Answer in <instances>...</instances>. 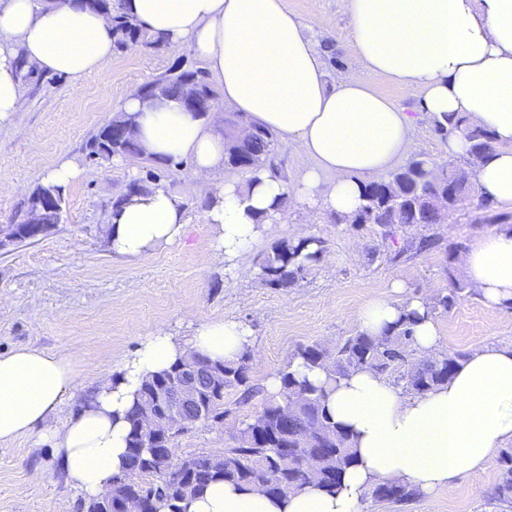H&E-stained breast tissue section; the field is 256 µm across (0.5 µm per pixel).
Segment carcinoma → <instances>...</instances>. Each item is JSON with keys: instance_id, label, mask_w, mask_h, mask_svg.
<instances>
[{"instance_id": "obj_1", "label": "carcinoma", "mask_w": 512, "mask_h": 512, "mask_svg": "<svg viewBox=\"0 0 512 512\" xmlns=\"http://www.w3.org/2000/svg\"><path fill=\"white\" fill-rule=\"evenodd\" d=\"M95 9L110 15L113 51L123 52L131 44L160 46L162 39L148 33L142 25L121 11L119 0H95ZM196 78L208 97L214 96L205 68L190 64L171 69L142 84L138 92L149 93L158 100H182L184 78ZM136 125L135 116L118 112L91 143V154L105 160L135 159L144 156L136 137L116 141L112 134ZM435 131L445 139L460 133L468 142L464 156L466 167L474 168L495 150L496 143L489 130L464 116H445V122L435 123ZM275 140L269 130L256 126L247 140L227 139L224 166L231 169L256 172L273 167ZM480 153L473 162L471 151ZM453 163L445 173L427 172L426 161L414 159L406 167L394 172L386 181L365 185L361 203L351 218L336 217V221L353 224H374L381 228L383 238H391L397 228L441 222L443 211L436 200L447 201L455 207L470 192L471 172ZM53 195L63 202V188L51 185L37 187L29 198L28 212L41 211V220L47 224L60 222L62 210L44 209L41 201ZM308 263L299 258V248L280 243L267 252L260 265V281L272 288L287 289L295 285ZM466 286L456 282L448 293L435 299L432 309L444 311L463 296ZM410 318L402 319L393 332L373 337L364 332L346 338L335 349L318 343L298 348L293 358L302 360L310 368L327 370L333 377L370 367L394 379L395 384L419 393L445 383L460 359L456 353L440 358L418 360ZM249 354L235 362H203L213 368L224 369V390H239L243 400L260 395L261 390L251 384L246 367ZM180 367L170 368L146 378L139 390V401L128 412V459L123 472L114 477L112 503L98 498L86 500L85 512H117L115 505L135 498L142 503L143 512H158L165 506L168 512H185L188 499L201 494L210 483L224 480L250 487L268 495L284 496L293 490L310 485L333 489L337 487L345 469L354 461L353 439L338 425L326 408L327 394L317 386L285 367L279 372L283 386L281 397L262 399L261 409L242 421L234 436V445L216 453H190L193 467L182 473H170L163 459L155 457L154 448L147 443L142 426V407L149 394L164 392ZM297 393L302 403L288 406L287 399ZM317 459L316 475L308 477L302 466V456ZM375 500L408 501L416 491L406 484L377 483L371 486Z\"/></svg>"}]
</instances>
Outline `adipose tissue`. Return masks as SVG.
<instances>
[{
  "instance_id": "1",
  "label": "adipose tissue",
  "mask_w": 512,
  "mask_h": 512,
  "mask_svg": "<svg viewBox=\"0 0 512 512\" xmlns=\"http://www.w3.org/2000/svg\"><path fill=\"white\" fill-rule=\"evenodd\" d=\"M358 75L329 81L306 26L284 0H122L124 12L173 50L202 59L224 94L225 109L245 115L296 144L314 165L295 186L271 171L217 183L225 141L216 118L171 99L130 94L146 155L190 159L191 191L205 200L213 247L225 260L246 250L267 225L285 221L286 204L353 216L364 180L407 154L418 120L465 115L487 128L496 150L472 174L479 195L512 207V0H344ZM111 23L79 0H0V124L25 105L29 71L64 76L80 86L112 63ZM371 74L420 91L411 116L377 93ZM333 174L323 184L322 174ZM188 217L183 196L163 186L125 194L104 226L114 257L134 262L181 242ZM469 288L491 308L512 302V226L482 234L458 258ZM429 294L393 284L367 299L362 332L379 337L412 315L422 357L444 346ZM252 329L238 320H208L187 337L157 328L92 390H85L70 352L18 348L0 355V442L37 435L55 450L59 469L84 498L103 496L127 461V411L146 378L198 353L234 362L253 350ZM325 386L327 409L348 431L356 455L340 487L317 486L275 498L216 481L189 499L187 512H360L372 484L401 482L430 495L461 475L485 471L494 452L512 443V344H487L460 360L448 382L404 396L385 375L364 367ZM74 409L52 418L65 403Z\"/></svg>"
}]
</instances>
